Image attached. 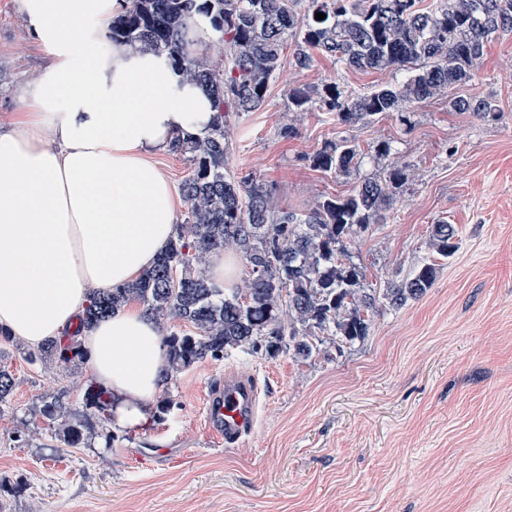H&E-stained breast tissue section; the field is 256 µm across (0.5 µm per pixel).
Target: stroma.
<instances>
[{"instance_id":"stroma-1","label":"stroma","mask_w":512,"mask_h":512,"mask_svg":"<svg viewBox=\"0 0 512 512\" xmlns=\"http://www.w3.org/2000/svg\"><path fill=\"white\" fill-rule=\"evenodd\" d=\"M46 62L15 0H0L1 127L26 111L19 90ZM401 79L392 67L319 57L301 70L284 57L262 107L231 128L227 168L303 212L356 184L314 166L326 141L390 140V156L362 173L404 166L407 179L351 251L383 288L427 253L433 224L456 225L461 248L427 294L375 316L364 343L338 357L236 351L196 364L160 389L172 402L163 420L116 430L109 446L68 447L33 414L62 388L80 402L88 365L33 363L26 344L0 337L15 381L0 405V512H512V34L488 43L471 81L402 115L340 125L288 105L295 87L358 94ZM455 96L496 100L500 115L459 114ZM227 375L259 387L240 448L204 420L211 386Z\"/></svg>"}]
</instances>
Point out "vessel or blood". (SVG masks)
Wrapping results in <instances>:
<instances>
[{"label": "vessel or blood", "instance_id": "obj_1", "mask_svg": "<svg viewBox=\"0 0 512 512\" xmlns=\"http://www.w3.org/2000/svg\"><path fill=\"white\" fill-rule=\"evenodd\" d=\"M257 386L252 379H228L213 386L206 400L205 419L225 445L239 446L256 419Z\"/></svg>", "mask_w": 512, "mask_h": 512}]
</instances>
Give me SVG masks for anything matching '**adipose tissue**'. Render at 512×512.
<instances>
[{
  "instance_id": "ef3b65f1",
  "label": "adipose tissue",
  "mask_w": 512,
  "mask_h": 512,
  "mask_svg": "<svg viewBox=\"0 0 512 512\" xmlns=\"http://www.w3.org/2000/svg\"><path fill=\"white\" fill-rule=\"evenodd\" d=\"M124 4L17 0L48 63L0 132V332L33 347L66 336L93 292L154 264L179 207L155 158L216 117L166 58L101 51ZM79 341L112 394L113 427L142 424L167 373L154 321L131 301Z\"/></svg>"
}]
</instances>
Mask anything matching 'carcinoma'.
I'll list each match as a JSON object with an SVG mask.
<instances>
[{"label":"carcinoma","mask_w":512,"mask_h":512,"mask_svg":"<svg viewBox=\"0 0 512 512\" xmlns=\"http://www.w3.org/2000/svg\"><path fill=\"white\" fill-rule=\"evenodd\" d=\"M129 0L112 19L108 38L132 49L165 55L187 80L214 99L217 119L204 135L176 137L172 152L187 156L191 174L181 192L188 204L186 224L162 250L155 264L125 288L92 293L76 332L111 315L131 299L158 325L170 319L189 323L193 332L163 337L173 378L197 363L220 360L231 350L276 357L288 349L309 360L369 336L374 316L400 310L422 299L437 277L436 260L452 258L459 232L445 220L432 225L429 246L412 271L385 288L366 285L348 244L383 222L390 189L405 180L400 168L363 177L365 159L390 155L384 140L367 146L354 139L331 141L315 158L316 167L357 179L346 196L325 195L314 208L298 212L279 207L272 188L227 168V132L245 112L264 103L269 82L279 69L288 40L300 69L314 56L336 58L360 71L396 67L406 72L398 85H380L365 94L345 96L331 84L319 96L296 87L288 99L297 111L316 107L336 113L341 124L373 122L469 82L486 45L512 32V0ZM325 19H315L316 14ZM208 23L222 43L221 62L211 65L185 52L187 21ZM451 107L481 120L496 117L491 98L455 97ZM233 248L247 266L246 292L212 282L204 260ZM83 361L73 337L49 340L26 358ZM109 393L86 382L82 402L65 392L42 400L39 414L80 448L97 435L112 446L108 430Z\"/></svg>","instance_id":"obj_1"}]
</instances>
